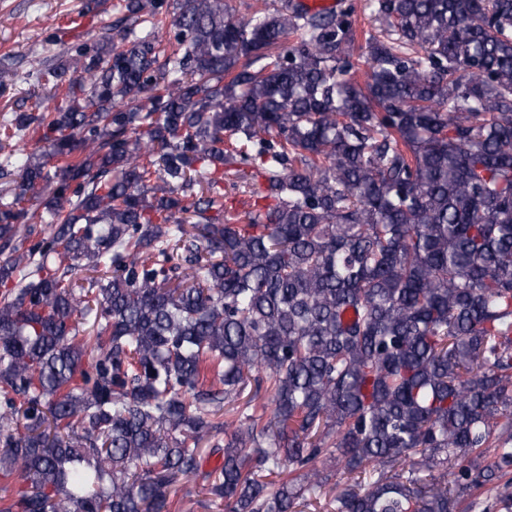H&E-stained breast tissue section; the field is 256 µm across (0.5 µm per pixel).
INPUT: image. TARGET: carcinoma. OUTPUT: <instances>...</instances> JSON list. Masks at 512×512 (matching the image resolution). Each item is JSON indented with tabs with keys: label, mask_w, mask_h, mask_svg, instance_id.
Wrapping results in <instances>:
<instances>
[{
	"label": "carcinoma",
	"mask_w": 512,
	"mask_h": 512,
	"mask_svg": "<svg viewBox=\"0 0 512 512\" xmlns=\"http://www.w3.org/2000/svg\"><path fill=\"white\" fill-rule=\"evenodd\" d=\"M176 4L161 51V4L123 0L36 68L66 106L0 126L42 130L0 168V512H172L198 479L296 512L321 460L334 512L489 483L512 512V0H372L360 46Z\"/></svg>",
	"instance_id": "1"
}]
</instances>
